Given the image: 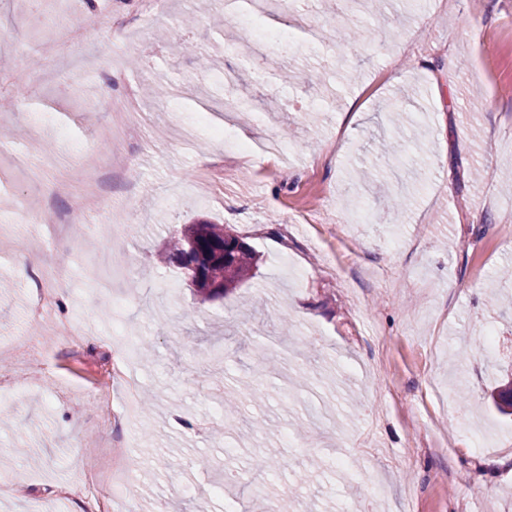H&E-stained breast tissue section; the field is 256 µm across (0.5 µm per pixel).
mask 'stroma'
Wrapping results in <instances>:
<instances>
[{"label": "stroma", "mask_w": 512, "mask_h": 512, "mask_svg": "<svg viewBox=\"0 0 512 512\" xmlns=\"http://www.w3.org/2000/svg\"><path fill=\"white\" fill-rule=\"evenodd\" d=\"M334 3L228 18L224 0H168L140 32L112 26L114 0H0L6 65L29 75L0 90V448L36 453L0 474V512H29L36 494L50 512H512V418L488 400L512 375V309L493 302L512 293L496 278L512 266V0L385 5L371 38L333 51L320 32L346 24L350 0ZM190 12L182 37L214 63L204 76L157 38ZM76 23L83 39L55 55ZM256 27L294 41L230 48ZM149 83L166 94L128 108V88ZM127 110L142 137L113 145ZM398 110L423 145L393 165L376 147ZM212 126L273 163L226 155ZM90 177L92 219L73 204ZM397 192L406 208L383 210ZM22 197L66 224L26 245ZM199 220L257 257L214 301L158 260ZM58 267L65 306L34 312L31 290ZM65 320L82 348L63 341ZM130 342L138 392L113 380L108 400L131 416L110 422L88 389ZM242 387L239 416L210 422ZM119 430L136 466L112 492L89 465Z\"/></svg>", "instance_id": "35a3bbf8"}]
</instances>
